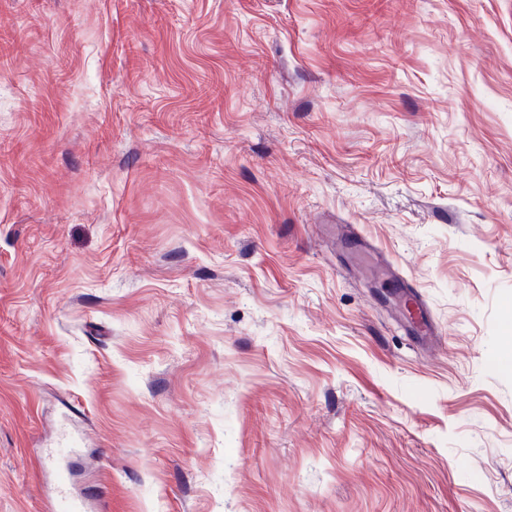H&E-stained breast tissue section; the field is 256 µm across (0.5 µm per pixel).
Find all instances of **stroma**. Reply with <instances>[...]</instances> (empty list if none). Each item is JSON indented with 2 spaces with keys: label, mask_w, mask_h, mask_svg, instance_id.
Returning <instances> with one entry per match:
<instances>
[{
  "label": "stroma",
  "mask_w": 512,
  "mask_h": 512,
  "mask_svg": "<svg viewBox=\"0 0 512 512\" xmlns=\"http://www.w3.org/2000/svg\"><path fill=\"white\" fill-rule=\"evenodd\" d=\"M511 350L512 0H0V512H512ZM402 288V303L413 304L415 308V314L412 319L413 325L417 329L418 333L422 336H434V330L430 320L428 318L427 311L421 303L418 293L412 290L408 283L400 282ZM82 447L81 434L68 430L56 447L48 448L38 461V469L49 481L51 512L100 511L98 501L78 492L73 483L70 461Z\"/></svg>",
  "instance_id": "obj_1"
}]
</instances>
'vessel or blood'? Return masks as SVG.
<instances>
[{
	"instance_id": "b4317fda",
	"label": "vessel or blood",
	"mask_w": 512,
	"mask_h": 512,
	"mask_svg": "<svg viewBox=\"0 0 512 512\" xmlns=\"http://www.w3.org/2000/svg\"><path fill=\"white\" fill-rule=\"evenodd\" d=\"M402 301L414 306L412 322L418 333L433 335V327L417 291L404 286ZM82 446L83 438L79 432L65 431L56 447L47 449L38 461L39 470L49 481L50 512H98V501L78 492L72 479L70 461L79 454Z\"/></svg>"
}]
</instances>
